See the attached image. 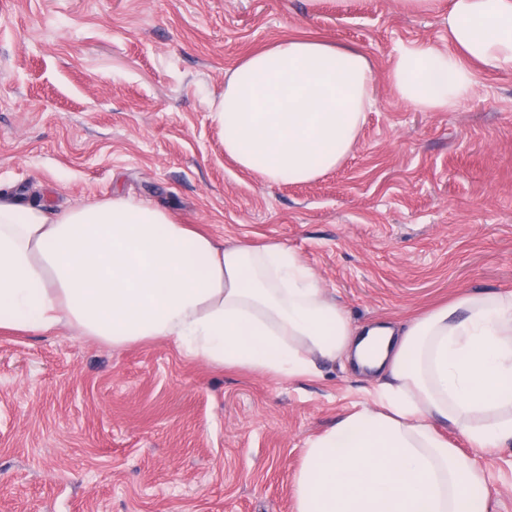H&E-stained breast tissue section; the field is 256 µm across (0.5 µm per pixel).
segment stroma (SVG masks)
I'll use <instances>...</instances> for the list:
<instances>
[{"label": "stroma", "mask_w": 512, "mask_h": 512, "mask_svg": "<svg viewBox=\"0 0 512 512\" xmlns=\"http://www.w3.org/2000/svg\"><path fill=\"white\" fill-rule=\"evenodd\" d=\"M365 51L375 105L343 164L271 183L224 153L211 103L288 38ZM445 14L392 0H0V186L59 212L124 196L217 243L285 244L352 321L400 323L461 292H512V71L449 112L402 103V44ZM376 379L210 366L61 326L0 331V512H295L304 451ZM512 512V446L482 459Z\"/></svg>", "instance_id": "35a3bbf8"}]
</instances>
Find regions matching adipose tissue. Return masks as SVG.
<instances>
[{"mask_svg": "<svg viewBox=\"0 0 512 512\" xmlns=\"http://www.w3.org/2000/svg\"><path fill=\"white\" fill-rule=\"evenodd\" d=\"M448 44L399 47L390 80L403 103L447 112L475 93L477 69L511 71L512 0H448ZM373 83L361 49L278 41L224 84L213 107L224 152L271 182L315 180L354 151ZM62 325L115 347L169 340L273 378L340 358L378 375L372 405L306 448L296 512H477L481 453L512 445V293L462 294L398 329L359 327L284 244L219 246L126 197L53 214L0 188V330Z\"/></svg>", "mask_w": 512, "mask_h": 512, "instance_id": "obj_1", "label": "adipose tissue"}]
</instances>
